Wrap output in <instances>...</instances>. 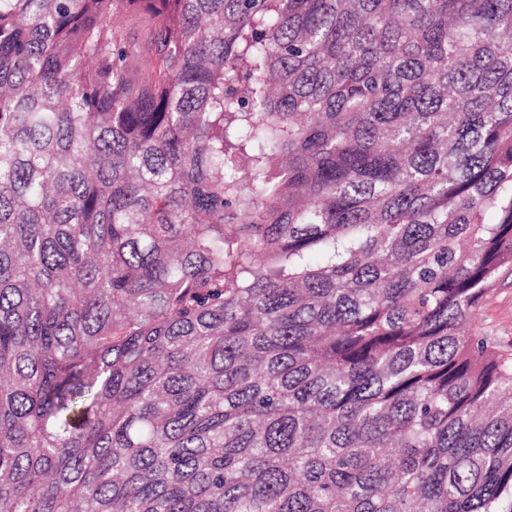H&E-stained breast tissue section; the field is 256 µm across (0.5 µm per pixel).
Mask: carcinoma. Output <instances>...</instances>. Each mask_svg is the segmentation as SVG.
Returning a JSON list of instances; mask_svg holds the SVG:
<instances>
[{
  "label": "carcinoma",
  "mask_w": 512,
  "mask_h": 512,
  "mask_svg": "<svg viewBox=\"0 0 512 512\" xmlns=\"http://www.w3.org/2000/svg\"><path fill=\"white\" fill-rule=\"evenodd\" d=\"M512 0H0V512H512ZM483 326L501 348L512 352V279L485 299Z\"/></svg>",
  "instance_id": "1"
}]
</instances>
